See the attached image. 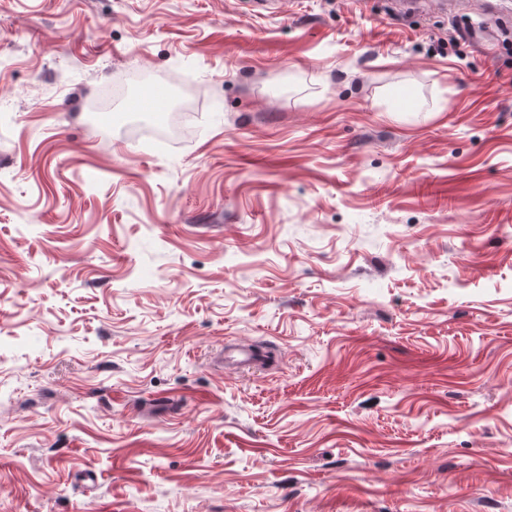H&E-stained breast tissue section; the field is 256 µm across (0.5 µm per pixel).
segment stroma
<instances>
[{"instance_id": "stroma-1", "label": "stroma", "mask_w": 512, "mask_h": 512, "mask_svg": "<svg viewBox=\"0 0 512 512\" xmlns=\"http://www.w3.org/2000/svg\"><path fill=\"white\" fill-rule=\"evenodd\" d=\"M505 24L0 0V512H512Z\"/></svg>"}]
</instances>
